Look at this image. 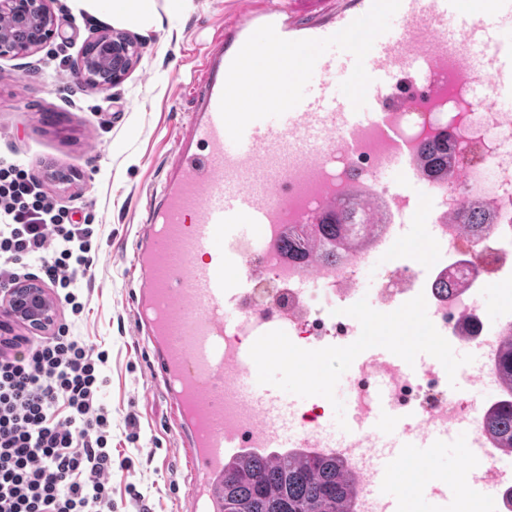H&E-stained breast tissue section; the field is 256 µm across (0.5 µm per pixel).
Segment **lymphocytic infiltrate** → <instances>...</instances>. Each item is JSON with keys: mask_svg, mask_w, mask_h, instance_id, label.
<instances>
[{"mask_svg": "<svg viewBox=\"0 0 512 512\" xmlns=\"http://www.w3.org/2000/svg\"><path fill=\"white\" fill-rule=\"evenodd\" d=\"M94 229L42 179L0 159V287L42 273L73 314ZM106 352L58 329L0 336V512H114L112 411L100 401Z\"/></svg>", "mask_w": 512, "mask_h": 512, "instance_id": "obj_1", "label": "lymphocytic infiltrate"}]
</instances>
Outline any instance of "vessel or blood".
Wrapping results in <instances>:
<instances>
[{"label": "vessel or blood", "mask_w": 512, "mask_h": 512, "mask_svg": "<svg viewBox=\"0 0 512 512\" xmlns=\"http://www.w3.org/2000/svg\"><path fill=\"white\" fill-rule=\"evenodd\" d=\"M371 5L337 0L330 14L301 19L247 0L203 56L196 109L176 137L165 181L149 193L147 216L135 233L132 312L152 381L168 402L170 424L189 462L179 512H223L224 465L244 450L341 451L335 435H304L288 420L291 403L256 380L249 355L255 339L276 329L292 333L299 312L285 306L267 315L245 310L258 279L287 273L289 225L319 223L335 209L337 154L354 159L367 137H379L387 145L381 170L353 183L377 197L374 221L398 225L416 212L424 223H437L448 208V182L427 176L419 142L400 135L401 114L441 111L452 93L470 108L495 114L503 110L502 98L512 95V0H401L389 30L365 58L371 82L362 109H354L336 85L355 63L351 53L337 49L317 60L296 107L280 119L250 123L241 142L232 141L220 98L233 58L257 28L273 25L288 40L325 38ZM385 170L401 176L381 183ZM393 368L405 373L410 366L381 347L365 350L351 365L378 378L376 411L350 424L351 437L363 438L383 420L396 436L370 461H351L360 485L382 500L383 512H400L386 489L405 449L431 462L446 434L428 417L393 406L386 378ZM480 452L488 463L483 479L499 490L497 450L486 440Z\"/></svg>", "instance_id": "vessel-or-blood-1"}]
</instances>
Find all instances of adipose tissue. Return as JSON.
I'll use <instances>...</instances> for the list:
<instances>
[{
	"instance_id": "obj_1",
	"label": "adipose tissue",
	"mask_w": 512,
	"mask_h": 512,
	"mask_svg": "<svg viewBox=\"0 0 512 512\" xmlns=\"http://www.w3.org/2000/svg\"><path fill=\"white\" fill-rule=\"evenodd\" d=\"M191 5L192 0H67L68 8L88 23L132 24L146 36Z\"/></svg>"
}]
</instances>
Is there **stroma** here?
Here are the masks:
<instances>
[{"mask_svg": "<svg viewBox=\"0 0 512 512\" xmlns=\"http://www.w3.org/2000/svg\"><path fill=\"white\" fill-rule=\"evenodd\" d=\"M241 6V0H193L188 12L143 39L140 63L103 92L77 84L75 66L92 31L78 19L27 63L0 58V157L38 169L46 191L97 231L93 262L79 281L84 311L75 318L58 305L56 322L109 354L101 400L112 410V457L130 463L112 470L116 512L138 510L128 485L151 512H178L185 488L186 460L134 333V236L146 217L147 189L165 179L175 137L193 109L197 65L222 37L226 16ZM58 171L70 182L55 181ZM403 233L406 244L362 266L363 297H372L394 263L416 257L426 269L437 267L427 224L406 222Z\"/></svg>", "mask_w": 512, "mask_h": 512, "instance_id": "obj_1", "label": "stroma"}]
</instances>
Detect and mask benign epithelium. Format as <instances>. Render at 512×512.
Listing matches in <instances>:
<instances>
[{
    "instance_id": "obj_1",
    "label": "benign epithelium",
    "mask_w": 512,
    "mask_h": 512,
    "mask_svg": "<svg viewBox=\"0 0 512 512\" xmlns=\"http://www.w3.org/2000/svg\"><path fill=\"white\" fill-rule=\"evenodd\" d=\"M52 0H0V19L9 22L0 27V58L23 60L47 46L63 27V18L51 8ZM104 48L96 60L82 55L77 65L80 83L88 88L106 90L121 83L142 56L141 41L122 31L97 30L86 45ZM0 300L13 313L26 316L29 327L45 331L56 321V306L38 279L18 283L4 292Z\"/></svg>"
}]
</instances>
